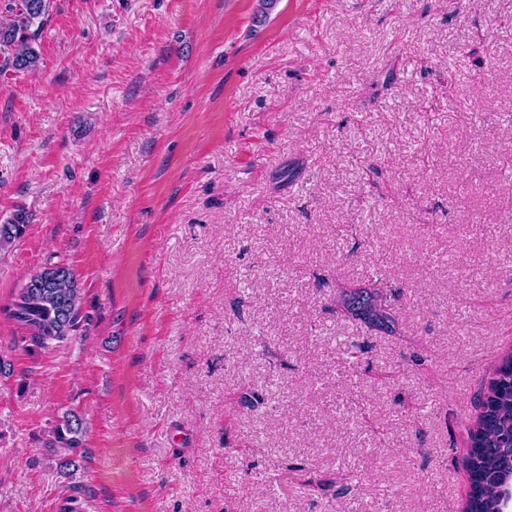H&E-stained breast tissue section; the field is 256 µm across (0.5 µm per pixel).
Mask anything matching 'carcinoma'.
<instances>
[{
    "instance_id": "carcinoma-1",
    "label": "carcinoma",
    "mask_w": 512,
    "mask_h": 512,
    "mask_svg": "<svg viewBox=\"0 0 512 512\" xmlns=\"http://www.w3.org/2000/svg\"><path fill=\"white\" fill-rule=\"evenodd\" d=\"M52 0H9L7 17L0 18V75L38 67L34 44L49 18ZM27 217L18 212L0 224V250L20 240ZM37 274L47 287L28 294L18 291L0 309L7 319L24 329L21 341L48 348L72 340L83 326V289L77 275L65 263L49 264ZM337 309L371 331L391 332L396 319L379 289L372 283L352 285L342 291ZM492 385L480 392V413L469 428L467 471L470 491L464 512H502L503 480L512 474V352L495 371ZM86 426L75 413H66L51 430L49 445L64 450L57 459L61 468L74 463L70 455L82 446Z\"/></svg>"
}]
</instances>
